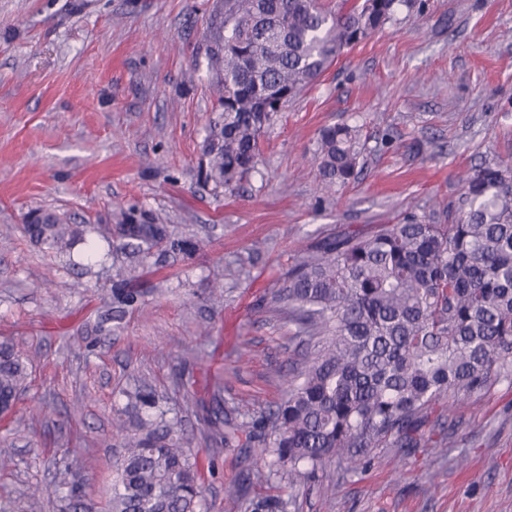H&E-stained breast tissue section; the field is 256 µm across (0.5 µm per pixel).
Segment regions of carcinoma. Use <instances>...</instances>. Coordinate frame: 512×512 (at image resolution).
<instances>
[{
	"label": "carcinoma",
	"instance_id": "carcinoma-1",
	"mask_svg": "<svg viewBox=\"0 0 512 512\" xmlns=\"http://www.w3.org/2000/svg\"><path fill=\"white\" fill-rule=\"evenodd\" d=\"M411 0H216L205 60L216 116L206 137V177L230 187L260 163V138L289 101L312 87L343 51L392 19ZM361 130H320L312 163L316 190L334 191L357 175ZM464 196L454 216L408 213L363 234H325L293 257L272 308L288 314L309 349L288 377L287 397L267 421L249 424L233 402L203 406L217 445L252 461L246 480L288 475L295 488L336 461L364 470L373 448L410 453L425 446L424 427L450 392L482 391L492 374L512 376V165L489 161L460 173ZM22 225L31 243L66 252L85 233L51 210ZM97 236L145 256L182 250L166 225L130 207ZM26 362L0 340V403L14 409L27 389ZM128 431L113 430L123 455L113 470L112 512H202L197 454L155 394L124 393ZM252 512H286L279 498Z\"/></svg>",
	"mask_w": 512,
	"mask_h": 512
}]
</instances>
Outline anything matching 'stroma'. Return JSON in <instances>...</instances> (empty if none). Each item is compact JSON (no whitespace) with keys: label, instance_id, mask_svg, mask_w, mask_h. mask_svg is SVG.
Segmentation results:
<instances>
[{"label":"stroma","instance_id":"35a3bbf8","mask_svg":"<svg viewBox=\"0 0 512 512\" xmlns=\"http://www.w3.org/2000/svg\"><path fill=\"white\" fill-rule=\"evenodd\" d=\"M215 0H0V336L29 359V388L0 444V512H109L124 390L149 386L198 454L206 512H512V380L447 395L445 431L411 455L375 448L347 474L328 465L303 489L255 483L205 437L196 383L267 418L303 349L286 314L262 304L319 234L457 206L461 170L512 162V0H424L345 50L266 129L256 171L229 189L203 175L212 99L206 18ZM367 137L357 179L316 193L319 130ZM149 212L191 253L134 255L86 235L42 251L21 230L36 208L106 224ZM138 302L112 316L116 272ZM220 303L207 299L212 283ZM73 478L80 496L31 497Z\"/></svg>","mask_w":512,"mask_h":512}]
</instances>
